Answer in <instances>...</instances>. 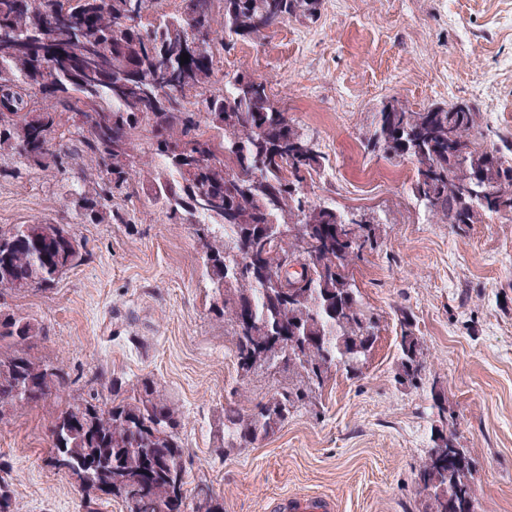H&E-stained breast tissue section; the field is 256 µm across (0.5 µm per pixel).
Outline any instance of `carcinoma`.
Wrapping results in <instances>:
<instances>
[{"label": "carcinoma", "instance_id": "carcinoma-1", "mask_svg": "<svg viewBox=\"0 0 512 512\" xmlns=\"http://www.w3.org/2000/svg\"><path fill=\"white\" fill-rule=\"evenodd\" d=\"M222 2L224 36L217 37L215 5ZM162 0H0V148L27 168H60L68 144L101 164L100 191L81 196L82 215L103 216L112 191L127 188L134 172L130 146L148 123L156 154L176 177L156 181L154 198L173 224L208 219L199 241L204 267L235 326V355L245 374L279 365L300 386L248 410L224 408V442L264 439L322 388L334 370L357 374L377 340L379 318L366 310L350 276L363 250L377 242L374 224H353L349 240L336 237L346 214L314 204L301 192L305 176L322 166L317 140L295 126L265 83L236 74L224 92L211 90L217 46L258 37L290 17L312 16L318 0H179L175 13L149 17ZM189 55L181 63L180 56ZM22 65L21 74L13 64ZM39 91L54 100L36 108ZM217 130L197 132L195 113ZM476 104L452 103L414 111L385 106L366 141L369 152L415 164L412 190L435 224H477L494 212L466 185H497L512 204V145H488ZM230 151L228 161L211 155ZM264 167L243 184L256 158ZM263 224L305 226L272 246ZM221 232H216V229ZM83 246L58 224L0 229V295L54 283L82 259ZM40 328L0 316V413L36 404L63 391L69 375L30 354ZM399 376L422 381L423 352L409 321L401 323ZM112 405L68 406L51 422V462L87 493L120 497L127 512H179L188 499L180 438L182 418L143 382L120 397L122 384L98 376ZM472 471L466 456L448 461L427 451L418 481L428 512H474Z\"/></svg>", "mask_w": 512, "mask_h": 512}]
</instances>
